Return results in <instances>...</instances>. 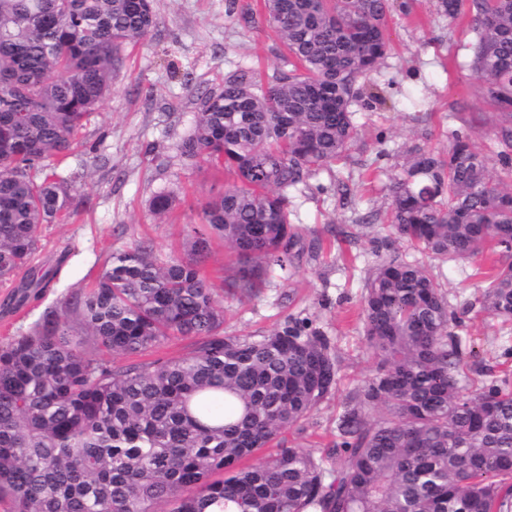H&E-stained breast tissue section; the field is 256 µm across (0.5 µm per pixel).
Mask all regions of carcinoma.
Listing matches in <instances>:
<instances>
[{
  "instance_id": "obj_1",
  "label": "carcinoma",
  "mask_w": 512,
  "mask_h": 512,
  "mask_svg": "<svg viewBox=\"0 0 512 512\" xmlns=\"http://www.w3.org/2000/svg\"><path fill=\"white\" fill-rule=\"evenodd\" d=\"M290 69L237 67L196 95L180 154L239 183L208 200L190 253L161 261L140 242L112 255L93 287L66 300L84 335L112 355L193 336L188 356L117 365L91 355L69 321L46 313L0 344V502L10 512H512V380L469 387L456 315L428 267L379 256L363 295L375 371L336 417V469L285 447L283 434L336 389L340 360L304 321L224 335V307L202 270L216 237L232 287L253 292L292 264L301 242L289 194L343 158L357 135L359 80L387 57L389 0H264ZM469 8V68L497 110L500 170L468 136L447 154L414 150L395 178L390 235L441 263L505 257L482 306L512 318V0ZM153 0H0V281L5 309L57 274L32 267L43 224L65 222L71 185L56 176L97 111L122 48L146 40ZM176 200L156 194L161 218ZM276 446L273 453L263 450Z\"/></svg>"
}]
</instances>
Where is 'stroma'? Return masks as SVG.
Segmentation results:
<instances>
[{
	"label": "stroma",
	"mask_w": 512,
	"mask_h": 512,
	"mask_svg": "<svg viewBox=\"0 0 512 512\" xmlns=\"http://www.w3.org/2000/svg\"><path fill=\"white\" fill-rule=\"evenodd\" d=\"M406 2L407 9L393 7L388 18V58L359 82L379 98L356 106L358 136L346 159L292 194V222L302 241L288 271L249 295L227 286L233 271L223 243L213 244L205 265L224 305L225 334L260 335L304 319L330 339L341 360L338 387L286 435L287 445L325 455L329 471L336 467L328 454L336 443V415L374 370L363 333L362 293L377 261L375 241L385 231L381 223H366V216L387 211L390 186L412 148L446 152L458 132L473 136L488 156L497 152L494 125L474 123L496 110L481 98L465 65L474 38L470 14L452 22L438 15L436 0ZM226 3L154 0L158 30L126 46L104 103L57 170L72 179L79 202L69 222L39 230L37 258L58 273L26 308L0 311V343L26 334L47 311H61L67 298L97 280L113 254L134 242H150L164 260L187 256L188 230L201 223L204 203L236 183L224 168L181 157L178 145L196 112L182 79L191 76L196 86L211 89L240 66L267 73L279 66L285 48L265 19L263 0H237L233 14ZM167 188L177 197L160 222L149 201ZM496 261L489 254L428 264L458 317L455 332L477 385L489 374L512 377V320L480 304L483 274Z\"/></svg>",
	"instance_id": "stroma-1"
}]
</instances>
